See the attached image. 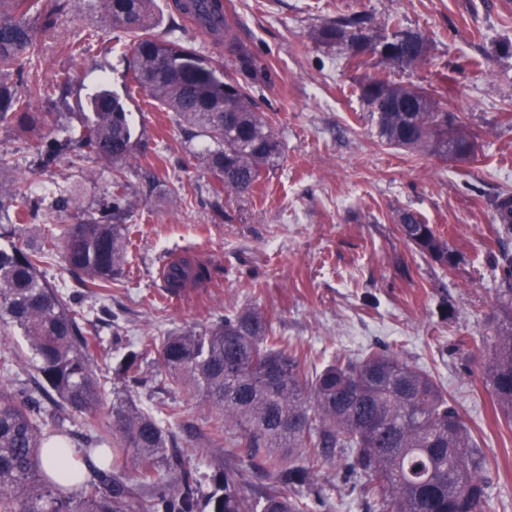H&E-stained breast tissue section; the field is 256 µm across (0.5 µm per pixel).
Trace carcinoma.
<instances>
[{
	"label": "carcinoma",
	"instance_id": "1",
	"mask_svg": "<svg viewBox=\"0 0 512 512\" xmlns=\"http://www.w3.org/2000/svg\"><path fill=\"white\" fill-rule=\"evenodd\" d=\"M71 0L48 10L36 0H0V123L18 119L42 140L55 131L49 112L33 111L48 88L22 84V64L33 50L37 28L55 25ZM155 0H96L98 10L119 32L128 57L127 97L142 91L153 105L174 114L188 139L202 136L208 194L222 214L223 199L256 189L267 162L279 154L274 114L259 110L250 84L267 76L264 64L231 34L219 0H189L191 20L205 36L231 48L234 70L195 48L144 35ZM371 18L351 13L323 25L314 39L341 48L365 32L360 52L346 57L357 69L374 71L359 81L360 98L376 117L380 138L417 155L448 159L451 141L474 140L428 89L397 83L380 65H423L429 45L417 44L396 56L382 53V40L366 33ZM90 112L78 135L66 137L80 149L112 164L119 192L112 223L47 228L34 249L0 248V322L22 331L35 373L13 390L0 389V512H315L323 504L316 471L328 461H346L357 476L351 490L376 512H486L491 478L488 461L448 392L429 374L386 352L359 357L337 355L323 369L305 368L301 353L277 336L261 312L226 311L202 328H174L132 346L119 372L128 387L142 383V364L153 360L172 384L197 392L218 412L210 442L243 449L252 472L264 483L244 490L246 478L217 469L204 490L197 470L173 450L165 423L174 406L144 407L128 397L112 401V421L98 407L108 376L92 370L102 340L89 326L75 293L51 286L40 267L58 253L84 292L103 299L126 265L131 225L126 223L125 167L136 157L142 134L135 132L122 98L103 89L87 100ZM13 163L0 155V215L14 208ZM500 230L512 231V199L494 202ZM402 238L442 266L454 254L432 225L411 210L398 216ZM499 300L507 312L498 326L484 373L499 409L512 416V254L495 259ZM205 262L180 258L170 266L165 292L176 295L190 283L210 280ZM79 413L85 432L64 426L56 412ZM240 432L225 439L227 424ZM74 448L68 479L47 472L41 453ZM305 486L307 498L296 495Z\"/></svg>",
	"mask_w": 512,
	"mask_h": 512
}]
</instances>
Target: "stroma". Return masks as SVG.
<instances>
[{
  "instance_id": "35a3bbf8",
  "label": "stroma",
  "mask_w": 512,
  "mask_h": 512,
  "mask_svg": "<svg viewBox=\"0 0 512 512\" xmlns=\"http://www.w3.org/2000/svg\"><path fill=\"white\" fill-rule=\"evenodd\" d=\"M152 36L188 42L231 66L224 47L209 43L173 0H156ZM232 33L264 60L270 79L252 94L277 115L282 143L264 168L255 195L226 201L215 213L207 195L213 177L201 151L205 138L185 140L170 113L143 96L127 103L144 133L147 161L126 167L128 223L135 233L112 295L90 299L108 370L128 343L174 327H201L233 308H255L276 335L301 348L309 368L332 356L367 349L397 354L431 373L448 391L493 468L492 512H512V421L493 402L484 363L503 317L500 271L492 258L512 250L500 233L491 200L512 194V0H228ZM361 12L374 34L388 16L428 40L431 61L389 67L392 80L438 90L448 111L476 138L474 159L417 156L380 139L365 103L355 95L359 71L312 37L337 17ZM79 44L81 54L70 52ZM70 84L50 93L39 111L55 112L62 128L79 131L85 102L99 88L122 91L126 63L112 26L94 0H74L54 28L37 30L25 82ZM32 133L18 121L0 123V152L17 167L18 204L39 202L42 220L13 230L0 221V246H36L45 224L64 228L112 219V167L93 155L60 150L40 166ZM403 210L422 214L457 257L446 269L421 255L397 229ZM193 254L207 260L210 282L181 299L163 296L160 265ZM163 401L177 409L170 430L186 461L211 474L208 437L216 414L199 396L170 386L154 364L143 382L108 386L98 415L110 421L112 398ZM329 463L315 477L325 497L316 512H373L349 492Z\"/></svg>"
}]
</instances>
